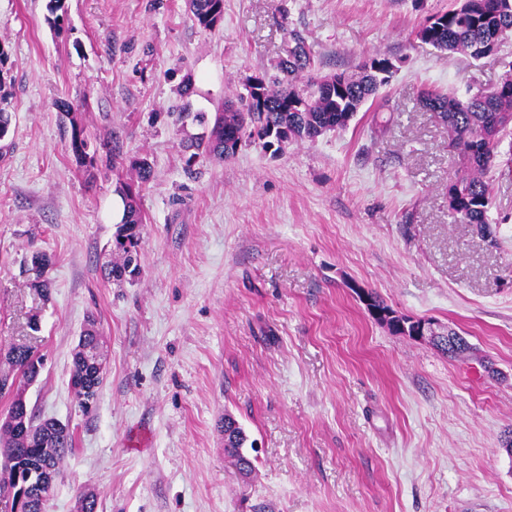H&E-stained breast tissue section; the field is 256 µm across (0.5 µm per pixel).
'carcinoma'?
Listing matches in <instances>:
<instances>
[{
    "label": "carcinoma",
    "instance_id": "carcinoma-1",
    "mask_svg": "<svg viewBox=\"0 0 512 512\" xmlns=\"http://www.w3.org/2000/svg\"><path fill=\"white\" fill-rule=\"evenodd\" d=\"M194 24L213 29L224 16V0H187ZM483 0H457L446 11L439 12L419 28L417 34L427 37L429 45L439 52L481 56L499 45V29L512 27V0H501L495 15H487ZM384 59L371 58L358 66L353 74L320 75L314 72L311 52L296 33L291 35L286 57L277 64L282 77L272 82L265 76L251 79L246 93L238 95L240 106L224 105L215 119L210 135L184 145L189 159L201 153L220 160L233 157L243 142L257 138L270 146L272 137L282 144L293 140H313L327 131L343 129L379 88L388 83L390 73L383 68ZM421 101L439 108L438 114L448 127L449 147L457 157V167L448 183V211L454 221L471 225L479 234H491V203L488 172L495 166L503 138L512 133L502 116L512 112V75L496 85L481 90L463 101L452 92L427 90ZM70 149L76 160L86 163L88 142L72 129ZM124 217L117 226L116 242L123 257L109 263L108 275L122 281L136 273L137 262L132 249L138 246L143 213L131 186L122 192ZM442 353L462 357L471 346L454 329H446L432 340ZM100 350V334L95 320L81 332L74 348L71 372L80 381L75 399L84 412H89V398L97 397L103 377L89 362L87 352ZM0 360L8 365L7 374L23 382L42 356L26 344L0 349ZM247 441L239 422L224 417V448L238 472L248 476L252 462L241 448ZM74 433L69 426L48 419L32 423L24 436H0V455H9L26 467L31 463L59 472L66 455L73 450Z\"/></svg>",
    "mask_w": 512,
    "mask_h": 512
}]
</instances>
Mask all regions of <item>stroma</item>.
Returning <instances> with one entry per match:
<instances>
[{"label": "stroma", "instance_id": "stroma-1", "mask_svg": "<svg viewBox=\"0 0 512 512\" xmlns=\"http://www.w3.org/2000/svg\"><path fill=\"white\" fill-rule=\"evenodd\" d=\"M47 3L0 0V347L43 355L28 406L75 436L47 512H76L81 491L98 512H512V173L489 175L496 241L453 222L448 129L418 102L496 83L512 37L481 59L421 42L454 0H224L211 30L185 0H63L58 30ZM294 32L320 74L395 70L346 128L187 162L184 143L274 73ZM140 158L139 272L117 282L110 205ZM364 291L454 328L470 358L391 332ZM90 316L106 374L86 413L69 380ZM228 414L256 443L246 479ZM246 441L245 432L239 422L231 415H226L224 417V448L238 472L243 476L250 475L253 469L251 460L241 451Z\"/></svg>", "mask_w": 512, "mask_h": 512}]
</instances>
